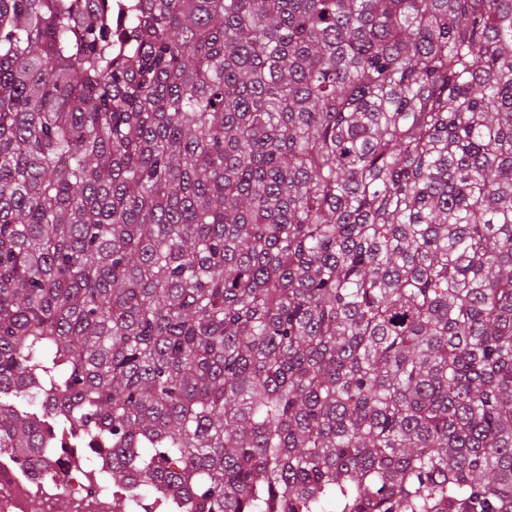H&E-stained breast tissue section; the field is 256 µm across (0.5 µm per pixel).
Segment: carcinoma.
I'll return each instance as SVG.
<instances>
[{"instance_id": "obj_1", "label": "carcinoma", "mask_w": 512, "mask_h": 512, "mask_svg": "<svg viewBox=\"0 0 512 512\" xmlns=\"http://www.w3.org/2000/svg\"><path fill=\"white\" fill-rule=\"evenodd\" d=\"M157 512H512V0H0V450Z\"/></svg>"}]
</instances>
